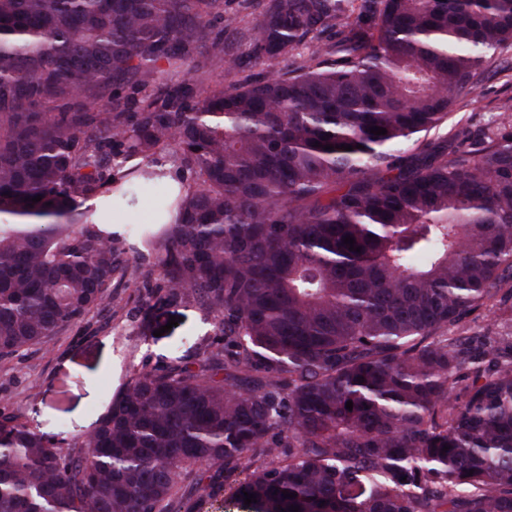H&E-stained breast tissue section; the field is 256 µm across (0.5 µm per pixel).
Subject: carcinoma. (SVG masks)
Segmentation results:
<instances>
[{
    "mask_svg": "<svg viewBox=\"0 0 512 512\" xmlns=\"http://www.w3.org/2000/svg\"><path fill=\"white\" fill-rule=\"evenodd\" d=\"M509 50L512 0H0V362L112 305L83 204L169 150L148 299L215 328L67 454L0 412V512H512V123L425 140Z\"/></svg>",
    "mask_w": 512,
    "mask_h": 512,
    "instance_id": "cac0c4a2",
    "label": "carcinoma"
}]
</instances>
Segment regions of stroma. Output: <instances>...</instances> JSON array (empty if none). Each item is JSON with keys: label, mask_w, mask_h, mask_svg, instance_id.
Returning <instances> with one entry per match:
<instances>
[{"label": "stroma", "mask_w": 512, "mask_h": 512, "mask_svg": "<svg viewBox=\"0 0 512 512\" xmlns=\"http://www.w3.org/2000/svg\"><path fill=\"white\" fill-rule=\"evenodd\" d=\"M503 120L512 122V51L459 97L448 125L465 150ZM163 285L154 254L130 256L124 281L112 288L111 307L0 364V408L65 450L93 429L135 371L177 356L194 362L213 337L214 319L194 303L147 307L148 290ZM173 316L178 326H169Z\"/></svg>", "instance_id": "35a3bbf8"}]
</instances>
